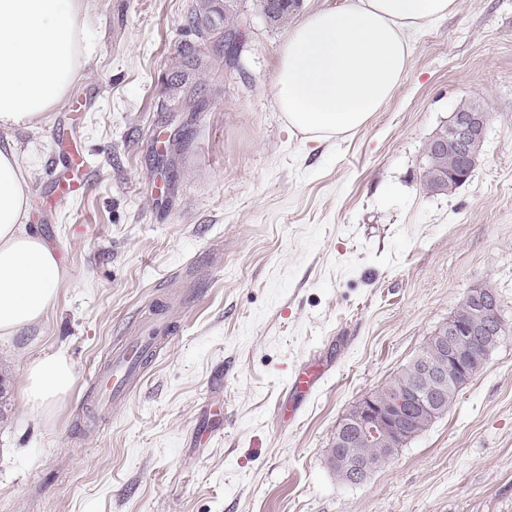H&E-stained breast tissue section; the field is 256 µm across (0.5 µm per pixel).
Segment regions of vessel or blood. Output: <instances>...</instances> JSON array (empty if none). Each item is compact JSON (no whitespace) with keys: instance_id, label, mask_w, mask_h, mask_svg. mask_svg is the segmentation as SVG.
Returning a JSON list of instances; mask_svg holds the SVG:
<instances>
[{"instance_id":"1","label":"vessel or blood","mask_w":512,"mask_h":512,"mask_svg":"<svg viewBox=\"0 0 512 512\" xmlns=\"http://www.w3.org/2000/svg\"><path fill=\"white\" fill-rule=\"evenodd\" d=\"M88 163L80 157L71 158L66 173L56 179L55 195L59 198L79 196L85 193L88 184L84 174ZM150 339L140 336L120 345L109 368L98 371L95 375L99 396L98 414H106L112 403L125 399L132 389V380L138 374L142 359L149 349ZM324 374L323 369L306 367L295 372L289 379L290 390L308 392L313 390Z\"/></svg>"}]
</instances>
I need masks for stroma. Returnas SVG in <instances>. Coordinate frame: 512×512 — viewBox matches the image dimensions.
<instances>
[{"instance_id":"obj_1","label":"stroma","mask_w":512,"mask_h":512,"mask_svg":"<svg viewBox=\"0 0 512 512\" xmlns=\"http://www.w3.org/2000/svg\"><path fill=\"white\" fill-rule=\"evenodd\" d=\"M196 0H89L94 58L62 103L12 134L33 174L29 226L66 258L46 319L0 336V512H512V0H459L411 38V64L358 130L290 131L271 82L284 29L237 0L242 71L186 75ZM464 100L487 116L454 192L423 184L429 141ZM96 169L52 198L57 124ZM506 333L449 411L364 482L336 479V427L422 349L470 289ZM156 336L129 399L90 426L94 375ZM61 352L71 395L27 402L28 364ZM321 386L274 413L292 370Z\"/></svg>"}]
</instances>
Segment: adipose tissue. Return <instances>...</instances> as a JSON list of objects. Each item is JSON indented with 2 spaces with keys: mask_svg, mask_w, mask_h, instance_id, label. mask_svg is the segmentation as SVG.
I'll return each mask as SVG.
<instances>
[{
  "mask_svg": "<svg viewBox=\"0 0 512 512\" xmlns=\"http://www.w3.org/2000/svg\"><path fill=\"white\" fill-rule=\"evenodd\" d=\"M88 0H0V131L37 127L68 96L94 50ZM458 0H348L294 25L279 47L273 98L289 127L312 141L354 131L406 74L411 33L447 18ZM31 174L16 144L0 147V335L15 336L53 307L67 270L27 227ZM74 369L60 353L31 362L24 395L48 406L69 396Z\"/></svg>",
  "mask_w": 512,
  "mask_h": 512,
  "instance_id": "adipose-tissue-1",
  "label": "adipose tissue"
}]
</instances>
